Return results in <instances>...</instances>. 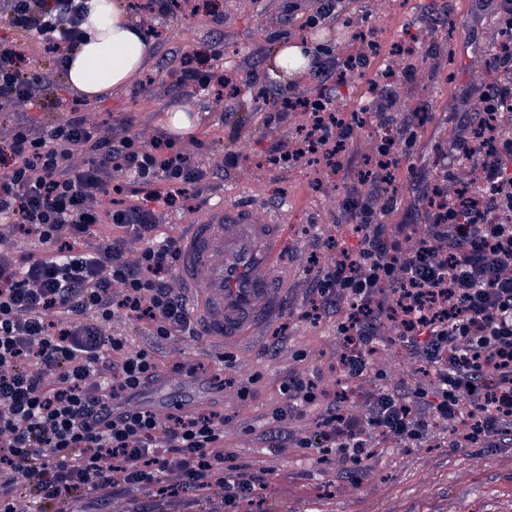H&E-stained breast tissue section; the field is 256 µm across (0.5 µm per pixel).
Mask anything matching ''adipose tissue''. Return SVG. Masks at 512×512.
Here are the masks:
<instances>
[{
  "instance_id": "obj_1",
  "label": "adipose tissue",
  "mask_w": 512,
  "mask_h": 512,
  "mask_svg": "<svg viewBox=\"0 0 512 512\" xmlns=\"http://www.w3.org/2000/svg\"><path fill=\"white\" fill-rule=\"evenodd\" d=\"M83 38L66 71L69 87L84 98L100 100L141 77L149 44L130 21L120 0H89Z\"/></svg>"
}]
</instances>
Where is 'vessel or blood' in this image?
<instances>
[{
  "mask_svg": "<svg viewBox=\"0 0 512 512\" xmlns=\"http://www.w3.org/2000/svg\"><path fill=\"white\" fill-rule=\"evenodd\" d=\"M281 217L218 202L188 224L179 274L201 335L228 342L258 328L273 310L282 278Z\"/></svg>",
  "mask_w": 512,
  "mask_h": 512,
  "instance_id": "obj_1",
  "label": "vessel or blood"
}]
</instances>
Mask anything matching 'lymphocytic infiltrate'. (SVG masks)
Instances as JSON below:
<instances>
[{"label": "lymphocytic infiltrate", "mask_w": 512, "mask_h": 512, "mask_svg": "<svg viewBox=\"0 0 512 512\" xmlns=\"http://www.w3.org/2000/svg\"><path fill=\"white\" fill-rule=\"evenodd\" d=\"M88 0H0V17L65 70L81 37ZM367 53L338 56L317 46L312 74L343 81L364 74ZM178 84L235 98L258 77L224 72L194 54ZM50 79L27 63L17 41L0 38V110L15 114L0 136V512H82L138 492L188 497L201 512H239L261 475L224 467V415L174 402L165 416L141 404L160 371L153 353L110 334L114 319L159 340L196 336L174 276L180 240L162 235L170 211L188 210L210 174L190 151L128 126L101 127L86 105L36 123L53 108ZM371 126L337 110L332 96L279 90L266 124L294 122L272 143L277 168L311 160L343 167L349 147L363 164L339 205L357 236L312 237L310 316L345 305L337 332L348 346L336 362L346 388L301 448L335 454L358 481L378 441L411 448L440 426L452 448L512 443V137L496 112L502 94L484 87L483 117L460 124L437 154L442 170L415 198L419 221L386 226L394 172L417 143L425 115L400 114L393 83L371 82ZM483 180L465 197L459 158ZM30 242L20 251L16 240ZM138 251H131V244ZM400 345L424 380L364 387L380 340ZM322 391L292 376L277 422L302 415Z\"/></svg>", "instance_id": "obj_1"}]
</instances>
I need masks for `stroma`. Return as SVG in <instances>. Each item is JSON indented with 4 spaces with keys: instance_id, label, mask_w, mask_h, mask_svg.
<instances>
[{
    "instance_id": "stroma-1",
    "label": "stroma",
    "mask_w": 512,
    "mask_h": 512,
    "mask_svg": "<svg viewBox=\"0 0 512 512\" xmlns=\"http://www.w3.org/2000/svg\"><path fill=\"white\" fill-rule=\"evenodd\" d=\"M223 13L215 24L206 12L156 17L150 24L156 33L140 80L107 99L92 101L98 121L117 124L133 117L132 135L150 142L164 133L167 109L185 104L196 120L192 136L177 138L180 146L203 141L198 159L213 173L198 194L199 208L223 201L253 203L264 211H282L291 230L282 245L288 281L278 297L277 308L260 335L221 345L207 339L176 335L159 341L147 330L125 320L113 322L114 334L133 346L153 351L167 366L178 361L198 365L204 379L216 376L251 381V394L239 399L234 389L213 394L202 401L205 409L224 413V452L229 464H247L264 471L265 484L258 487L245 512H512V444L501 448L449 449L442 430L420 440L413 448L380 445L360 482L345 478L333 455L314 448H297L296 437L312 433L320 415L334 399L336 357L343 341L336 334L341 317L328 312L318 320L307 319L312 294L306 272V255L299 247L311 232L340 234L353 243L350 225L344 224L339 204L356 174L342 169L329 185L319 186L317 165L279 169L265 161L266 150L275 141L289 139L293 125L267 126L263 117L288 77L273 78L276 48L288 36L292 21L308 13L313 0H211ZM376 0H341L335 22L316 33V44L332 46L346 55L355 48L354 32L376 28L384 45L417 34L421 44L435 45L438 54H417L413 59L417 79H397L396 91L402 111L420 102L429 106L428 122L419 133V149L412 167L396 173L398 202L386 216L389 224L409 222L414 202V177L434 178L433 164L440 147L446 146L460 121H477L476 98L467 90L474 80L472 62L493 41L496 28L491 10H480L478 0H409L408 5L384 16L375 13ZM448 13L454 28H427L429 11ZM20 40L22 50L35 59L42 71L54 73L62 104L45 113L44 121L67 116L80 95L55 73L52 59L38 44L21 38L0 18V36ZM219 51L225 69L244 75L257 73L256 86L243 89L226 107L211 97L180 88L175 70L181 56ZM391 56L370 66L365 75L353 76L333 87L342 111L357 112L369 101L368 81L385 71ZM237 155L236 166L221 167L225 154ZM318 380L326 395L302 417L273 422L271 412L282 402L281 387L291 374Z\"/></svg>"
}]
</instances>
